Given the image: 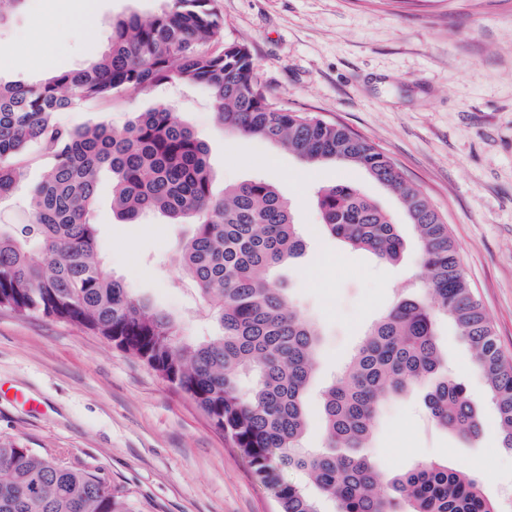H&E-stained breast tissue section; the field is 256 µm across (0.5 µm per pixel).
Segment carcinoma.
Returning <instances> with one entry per match:
<instances>
[{"label":"carcinoma","instance_id":"obj_1","mask_svg":"<svg viewBox=\"0 0 512 512\" xmlns=\"http://www.w3.org/2000/svg\"><path fill=\"white\" fill-rule=\"evenodd\" d=\"M93 62L33 83L0 81V199L23 175L29 149L47 159L29 194L31 221L0 225V308L85 328L138 358L186 394L247 459L279 512H496L480 480L429 462L382 484L373 459L356 449L374 439L386 405L425 392L430 420L467 442L481 421L465 384L448 375L439 323H452L471 350L512 450V361L499 346L465 277L442 215L370 141L338 123L279 107L249 48L224 42L215 0H165L149 19L112 20ZM182 82L207 90L224 131L259 137L309 164L363 168L401 199L425 271L413 297L373 322L340 376L323 391L326 446L307 448V390L319 344L275 269L305 242L291 204L270 182L212 189L208 147L166 103L121 128L60 125L59 112L128 91ZM112 174V210L124 221L160 213L192 224L179 244L182 270L216 333L184 337L181 323L106 272L89 215L98 176ZM325 231L353 249L397 262L404 243L374 201L348 185L318 191ZM301 471L307 481H288ZM0 512H133L125 496L92 471L16 443L0 444Z\"/></svg>","mask_w":512,"mask_h":512}]
</instances>
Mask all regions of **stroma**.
<instances>
[{
    "label": "stroma",
    "mask_w": 512,
    "mask_h": 512,
    "mask_svg": "<svg viewBox=\"0 0 512 512\" xmlns=\"http://www.w3.org/2000/svg\"><path fill=\"white\" fill-rule=\"evenodd\" d=\"M97 20L71 36L76 0H23L0 22V79L35 82L26 67L33 21L54 15L45 45L52 71L82 67L105 47L112 19L156 14L162 0H92ZM224 39L246 44L277 104L342 123L390 157L444 216L466 278L512 356V0H217ZM174 105L209 146L212 186L264 177L290 200L305 239L301 256L275 272L296 308L321 332L309 388L305 443L321 447V390L338 375L366 328L403 295L419 269V243L399 198L364 171L311 167L288 150L219 129L200 88L163 84L114 102L59 113L79 128L120 127L155 103ZM43 172L31 156L18 189L0 200V224L28 220V189ZM345 183L375 199L405 241L401 260L378 261L325 235L320 187ZM103 173L92 214L106 266L138 294L200 332V303L177 244L194 231L155 215L142 224L112 211ZM440 346L476 403L479 437L459 442L432 426L423 394L390 404L368 450L384 477L421 462L479 473L499 512H512V451L467 345L442 323ZM0 386L43 403L34 412L0 398V442L95 472L140 512H276L277 505L222 431L182 392L139 359L87 330L0 309Z\"/></svg>",
    "instance_id": "35a3bbf8"
}]
</instances>
